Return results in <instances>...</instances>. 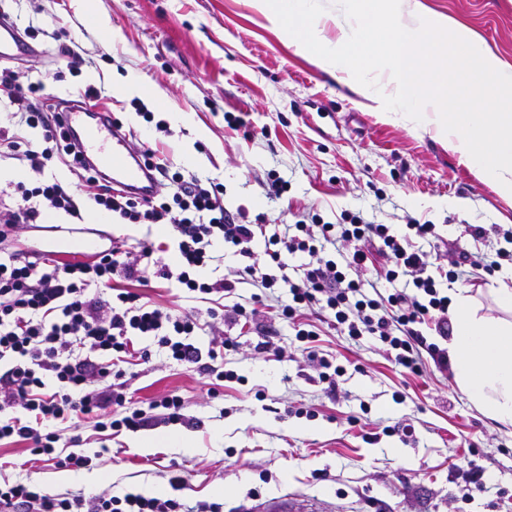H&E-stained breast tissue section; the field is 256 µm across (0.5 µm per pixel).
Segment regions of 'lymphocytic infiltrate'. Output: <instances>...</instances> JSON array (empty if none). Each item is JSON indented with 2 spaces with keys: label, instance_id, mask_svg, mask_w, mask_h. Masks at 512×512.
Instances as JSON below:
<instances>
[{
  "label": "lymphocytic infiltrate",
  "instance_id": "1",
  "mask_svg": "<svg viewBox=\"0 0 512 512\" xmlns=\"http://www.w3.org/2000/svg\"><path fill=\"white\" fill-rule=\"evenodd\" d=\"M0 102L15 120L14 130L0 129V157L16 160L37 175L33 185L16 184L20 202L0 219V242L16 240L20 228L40 223L49 212L80 218L88 204L126 224L167 226L178 263L160 265L157 277L203 297H228L237 283L251 285L250 297L231 307L235 320L247 323L254 321L269 290L283 284L288 293L278 301V315L295 327L304 353L332 391L344 369L316 349L318 323L353 339L377 337L406 373L419 376L431 365L444 371L447 349L428 341L422 331L430 324L438 336L449 335L450 299L443 283L469 280L475 270L492 274L512 262V229L503 233L505 247L480 254L460 251L446 270L433 265L423 248L435 236L434 225L410 221L400 234L360 211H342L335 224L300 220L270 234L260 222L248 221L244 212L228 210L220 185L171 170L146 144L140 153L168 191L140 197L113 187L79 153L76 138L64 130L41 84L21 94L15 71L1 67ZM29 128L42 129V145L27 140L24 132ZM60 163L76 175L78 189L47 177V170ZM260 236L266 244L263 265L252 260V245ZM219 240L247 260L236 280L203 276ZM152 253L149 245L132 253L126 241L116 239L111 249L86 261H49L19 247L0 256V361L10 362L0 372V441L26 443L45 462L80 469L89 465L88 456L57 450L61 425L86 421L98 429L136 431L153 421L185 423L184 402L178 396L152 401L151 417L147 410L128 407L123 367L149 356L147 348L136 347L138 337L156 340L183 366L207 364L216 381L236 380L234 371L216 363L219 349L235 347L234 337L201 349L193 341L201 328L197 315H177L146 300L142 289L149 279L141 262ZM296 254L307 255L308 261L293 279L285 274L286 258ZM377 254L385 259L378 268L373 265ZM273 266L283 271V279L270 274ZM370 269L375 272L371 279L366 276ZM0 512H223V506L206 501L191 506L176 498L132 492L51 495L16 481L0 484Z\"/></svg>",
  "mask_w": 512,
  "mask_h": 512
}]
</instances>
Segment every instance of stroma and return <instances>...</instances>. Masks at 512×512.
Listing matches in <instances>:
<instances>
[{
	"instance_id": "obj_1",
	"label": "stroma",
	"mask_w": 512,
	"mask_h": 512,
	"mask_svg": "<svg viewBox=\"0 0 512 512\" xmlns=\"http://www.w3.org/2000/svg\"><path fill=\"white\" fill-rule=\"evenodd\" d=\"M430 12L477 31L490 51L512 64V0H420ZM32 56L11 61L20 89L39 82L46 94L75 98L94 87L106 108L138 139L157 143L160 158L224 186L229 210L263 215L270 228L317 213L336 222L360 209L382 224L413 218L440 236L437 262L455 252H486L498 230L512 228V200L481 182L437 137L386 119L341 73L299 52L252 6L251 0H0ZM85 59L73 70L62 47ZM143 91L125 92L129 76ZM153 115L145 120L133 103ZM186 125L159 132L169 113ZM242 120L226 128L225 113ZM288 191L268 199L269 171ZM86 208L82 223L65 213L20 231L28 250L55 259L90 256L111 247L160 244L150 224L98 223ZM485 229L484 239L471 226ZM237 338L223 364L236 381L215 388L207 374L168 359L150 343L148 362L127 383L133 406L145 409L180 396L184 424H152L141 433L98 430L80 422L89 468H57L34 460L25 444L0 445V481L21 480L53 495L105 490L165 494L187 504H223L243 512L254 499L285 494L313 512H512V428L478 411L452 371L400 372L385 345L324 329L320 348L346 373L333 396L301 351L292 326L263 305L255 324L217 320ZM272 332L270 351L257 353V328ZM414 434H398L403 423ZM188 435L191 448L172 442ZM154 448L136 447L137 435ZM184 479L174 489L171 477ZM477 479L483 488L466 496Z\"/></svg>"
}]
</instances>
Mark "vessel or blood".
Returning <instances> with one entry per match:
<instances>
[{"label":"vessel or blood","mask_w":512,"mask_h":512,"mask_svg":"<svg viewBox=\"0 0 512 512\" xmlns=\"http://www.w3.org/2000/svg\"><path fill=\"white\" fill-rule=\"evenodd\" d=\"M31 51V46L11 25L0 23V59L15 58ZM63 124L69 130H82V151L107 170L113 184L145 196L154 192L149 171L139 153L132 149L119 127L107 120L105 112L70 107L63 112Z\"/></svg>","instance_id":"vessel-or-blood-1"}]
</instances>
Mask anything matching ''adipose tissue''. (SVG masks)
<instances>
[{
    "label": "adipose tissue",
    "mask_w": 512,
    "mask_h": 512,
    "mask_svg": "<svg viewBox=\"0 0 512 512\" xmlns=\"http://www.w3.org/2000/svg\"><path fill=\"white\" fill-rule=\"evenodd\" d=\"M489 293L502 315H480L473 297L451 301L448 357L458 387L492 420L512 426V285L498 278Z\"/></svg>",
    "instance_id": "obj_1"
}]
</instances>
